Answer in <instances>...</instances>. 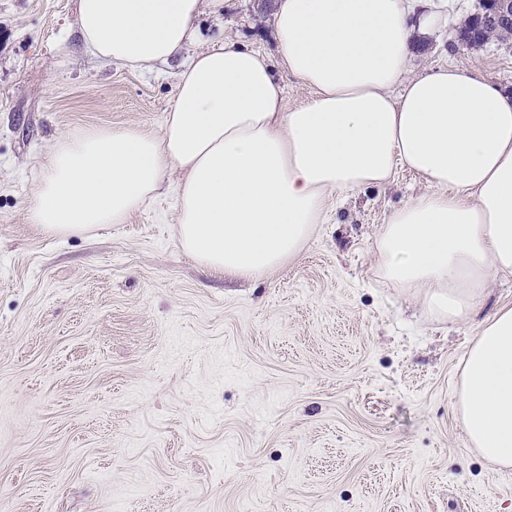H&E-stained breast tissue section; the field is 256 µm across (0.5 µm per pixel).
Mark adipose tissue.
<instances>
[{
  "label": "adipose tissue",
  "instance_id": "adipose-tissue-1",
  "mask_svg": "<svg viewBox=\"0 0 512 512\" xmlns=\"http://www.w3.org/2000/svg\"><path fill=\"white\" fill-rule=\"evenodd\" d=\"M224 0H78L87 50L141 69L198 38L202 7ZM408 0H279L274 30L289 75L310 91L289 105L259 51L225 44L190 58L162 132L91 129L50 151L29 223L56 237L123 224L168 168L177 235L201 265L262 275L302 251L326 198L389 182L400 167L426 191L395 210L376 249L383 280L455 320L512 274V94L442 66L408 73ZM469 441L512 466V307L484 320L457 403Z\"/></svg>",
  "mask_w": 512,
  "mask_h": 512
}]
</instances>
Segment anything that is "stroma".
Masks as SVG:
<instances>
[{"mask_svg": "<svg viewBox=\"0 0 512 512\" xmlns=\"http://www.w3.org/2000/svg\"><path fill=\"white\" fill-rule=\"evenodd\" d=\"M78 0H0V512H512V468L468 442L457 400L474 319L381 282L376 239L425 188L329 196L301 253L256 278L190 258L178 172L124 224L43 235L26 206L58 138L160 134L178 58L142 70L90 55ZM438 15L410 71L449 65L512 93V43L469 47L478 0ZM274 4L202 12L198 53L261 51L289 105Z\"/></svg>", "mask_w": 512, "mask_h": 512, "instance_id": "35a3bbf8", "label": "stroma"}]
</instances>
